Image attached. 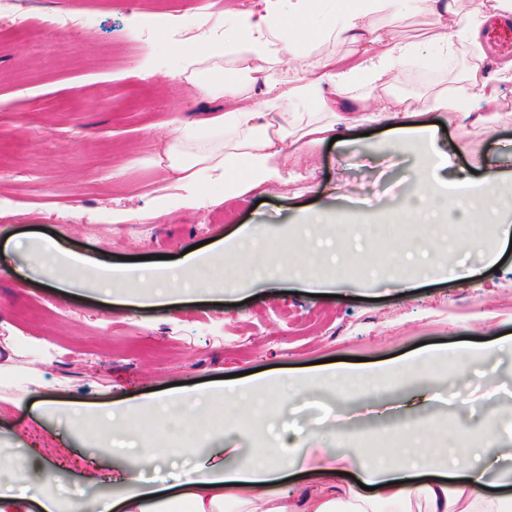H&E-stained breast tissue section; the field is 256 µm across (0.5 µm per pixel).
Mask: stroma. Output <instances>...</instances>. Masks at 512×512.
I'll list each match as a JSON object with an SVG mask.
<instances>
[{"instance_id": "1", "label": "stroma", "mask_w": 512, "mask_h": 512, "mask_svg": "<svg viewBox=\"0 0 512 512\" xmlns=\"http://www.w3.org/2000/svg\"><path fill=\"white\" fill-rule=\"evenodd\" d=\"M47 20L59 12L91 15L92 29L76 25L63 33L54 55L36 52L23 30L0 27V398H22L21 409L0 412V448L24 457L28 482L43 479L47 461L26 458L29 439L65 449L70 469L57 493L92 507L103 495H118L119 483L87 486L90 458L104 430L75 433L67 418L44 413L42 401H76L99 411L116 400L148 401L169 396L174 384L205 389L227 374L248 383L251 370H333L337 358H358V370L385 374L390 363L420 348L458 345L476 350L512 336V251L483 238L484 217L471 219L473 246L447 253L429 248L423 235L398 240L381 253L374 230L410 201L417 149L392 156V136L383 125L359 120L347 127L318 102H297L303 120L335 121L340 143L301 141L275 162L278 175L267 193L228 202L224 186L203 183L204 198L189 204L169 176L164 142L174 119L197 121L223 109L224 99L190 91L178 72L181 53L216 36L197 0H29ZM385 23L400 40L419 42L410 66L385 88L356 75L347 96L388 100L401 111L427 113L440 122L454 151V169L481 180L488 162L499 164L512 185V82L499 85L502 106L490 130L464 125V113H480L473 98L456 111L434 100L460 91L480 61L493 72L512 44V31L491 28L481 48L456 45L441 61L439 27L420 12L417 0H398ZM171 11L159 35L141 24L146 15ZM310 211H349L364 222L356 255L364 273L340 280L335 296H310L298 284L261 283L256 270L288 255L296 266L311 253L302 218ZM261 225L267 240L258 250L225 249L247 225ZM85 260V289L64 298L38 276L26 275L42 232ZM202 245L213 266H230L238 291L212 303L168 307L116 306L98 291L96 269L125 257L171 255L182 259ZM465 261L472 276L456 281L439 266ZM418 385L336 393L329 384L274 392L259 427L244 431L229 423L222 402L206 414L217 431L201 456L238 449L237 463L276 457L279 437L301 433L307 448L335 447L353 464L373 455L395 456L405 441L401 425L426 429L428 446L443 448L449 434L468 431L507 436L512 417L498 416L512 403V351L476 360L467 373L443 368L431 382L423 409L405 411Z\"/></svg>"}]
</instances>
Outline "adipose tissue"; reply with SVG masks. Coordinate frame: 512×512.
Segmentation results:
<instances>
[{"label": "adipose tissue", "instance_id": "1", "mask_svg": "<svg viewBox=\"0 0 512 512\" xmlns=\"http://www.w3.org/2000/svg\"><path fill=\"white\" fill-rule=\"evenodd\" d=\"M266 12L251 16L235 14V22L222 35L199 43L182 53L181 78L197 92L213 89L208 76L216 70L229 75L225 92L231 98L249 96L256 74L265 100L261 107L231 108L203 118L207 138H199L194 123H179L164 148L167 168L196 199L201 178L221 182L225 199L266 189L276 174L273 161L285 144L295 142L291 103L319 101L328 112L356 110L344 94L343 84L357 72H366L371 83L385 87L391 75L402 69L418 50L415 42L396 40L378 18L393 10L395 0H335L336 8L322 14L314 0H267ZM422 9L440 26L437 41L451 51L456 38L476 42L481 26L500 12L512 11V0H477L473 13L461 14L458 0H420ZM313 36L303 40L299 28ZM352 45V52H330L317 63L309 58L320 45ZM512 80V59L502 60L496 75L474 67L467 79L466 95L478 98L485 110L499 107L497 83ZM373 122L391 123L392 147L402 150L420 146L414 203L437 205L444 213L469 216L483 212L496 234L512 235V228L499 221L503 187L496 170H488L473 182L448 178L450 153L437 130L428 124L402 121L400 113L377 112ZM63 252L49 237L41 238L32 256V268L61 296L76 294L75 275L83 269L81 258L68 265L73 278L56 274ZM200 253L184 255L180 267L162 262L120 265L104 271L103 290H111L113 273L140 281L146 288L139 298L143 306L179 307L203 302L214 289L211 278L195 287L182 288L185 274L205 269ZM466 438L457 435L453 451L440 457L413 446L399 449L398 461L372 459L361 465L356 477L345 474L346 465L330 448L309 449L302 460L283 454L273 461L259 460L245 467L229 466L235 449L214 455L208 465L196 464L195 444L168 449L165 457L192 461L178 489L154 486L137 477L127 478L118 497L105 496L99 512H379L381 506H396L397 512H512V456L495 436H488L477 454L467 455ZM49 472L36 491L24 490L21 459H0V512H67L68 506L53 491L58 480Z\"/></svg>", "mask_w": 512, "mask_h": 512}]
</instances>
